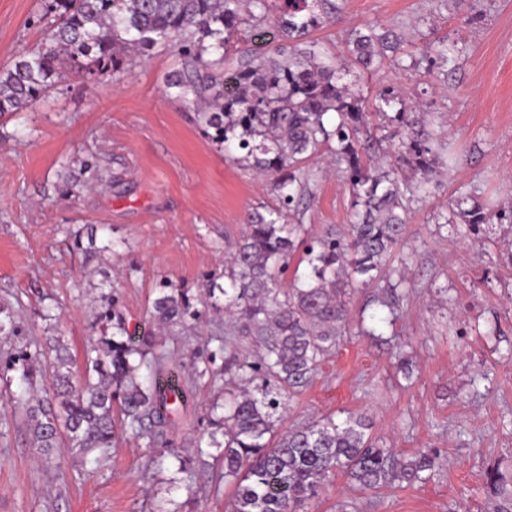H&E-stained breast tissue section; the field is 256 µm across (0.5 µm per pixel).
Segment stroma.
Listing matches in <instances>:
<instances>
[{
	"label": "stroma",
	"mask_w": 512,
	"mask_h": 512,
	"mask_svg": "<svg viewBox=\"0 0 512 512\" xmlns=\"http://www.w3.org/2000/svg\"><path fill=\"white\" fill-rule=\"evenodd\" d=\"M52 0H0V69L44 43ZM399 35L404 54L421 58L437 39L458 41L456 64L437 74L394 68L361 70L366 91L390 81L416 111L434 113L448 148L438 157L432 197L413 204L394 268L410 282L409 298L382 337L347 332L309 388L294 396L281 424L325 416H363L373 437L407 457L437 455L431 480L379 492L332 478L311 512H496L487 475L512 473V226L438 227L431 216L457 196L485 207L512 206V0H345L341 18L312 36L332 51L366 24ZM68 76L33 108L0 116V304L17 332L10 350L59 336L83 371L93 339L111 334L101 317L114 302L129 331L152 328L164 283L184 289L200 320L158 332L159 349L189 371L214 355L224 369L223 306L207 296L224 285L232 244L249 213L274 205L273 185L226 159L194 105L176 98L169 78L183 60L170 46L133 59L124 72ZM104 180L92 184L90 162ZM303 168L313 199L298 220L317 231L350 222L342 170ZM17 381H0V512H229L221 451L207 449L187 473L119 433L108 459L81 460L59 448L44 469L23 413L10 401ZM187 407L174 415L175 450L196 447L210 431L211 406L224 381H186Z\"/></svg>",
	"instance_id": "stroma-1"
}]
</instances>
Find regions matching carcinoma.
<instances>
[{
  "label": "carcinoma",
  "instance_id": "carcinoma-1",
  "mask_svg": "<svg viewBox=\"0 0 512 512\" xmlns=\"http://www.w3.org/2000/svg\"><path fill=\"white\" fill-rule=\"evenodd\" d=\"M285 17L268 32L278 47L229 48L242 24L250 35L264 27L270 0H54L58 18L45 51L19 54L0 70V115L23 112L40 102L60 80L57 58L67 56L91 76L122 72L125 63L158 45L183 57V75L170 81L176 97L192 100L215 140L246 151L243 160L273 179L278 204L255 211L234 244L229 287L221 289L233 332L251 341L255 358L224 342L222 415L207 445L223 449L224 482L234 488L231 512H308L326 482L341 473L363 491H379L431 478L434 457L418 451L398 458L376 443L360 418L338 424L312 421L282 433L286 400L306 389L324 358L339 345L350 322L346 288L373 289L370 303L394 317L405 300L401 280L389 263L408 223L411 197L428 196L434 156L446 144L431 122L406 105L388 84L372 97L355 82L342 83L339 70H380L396 61L400 40L375 26L355 30L331 54L309 39L312 30L335 20L342 0H283ZM445 39L430 44V65L449 60ZM388 121L375 136L370 116ZM328 157L347 174L353 221L341 231L329 224L316 233L290 218L309 196L300 163ZM408 164L422 173L409 184L398 177ZM468 224H512V208L489 210L475 202L463 211ZM298 259L303 272L288 283L281 276ZM154 304L157 326L181 323L190 311L185 293L167 283ZM95 339L82 382L73 380L72 360L61 340L34 351L14 350L0 364L19 372L12 396L24 412L26 430L43 462L61 446L84 458L107 456L116 430L130 432L147 448L169 443L171 413L185 402V389L169 373L168 356L154 336L129 334ZM508 477L488 475L489 488L503 497L496 512H512Z\"/></svg>",
  "mask_w": 512,
  "mask_h": 512
}]
</instances>
